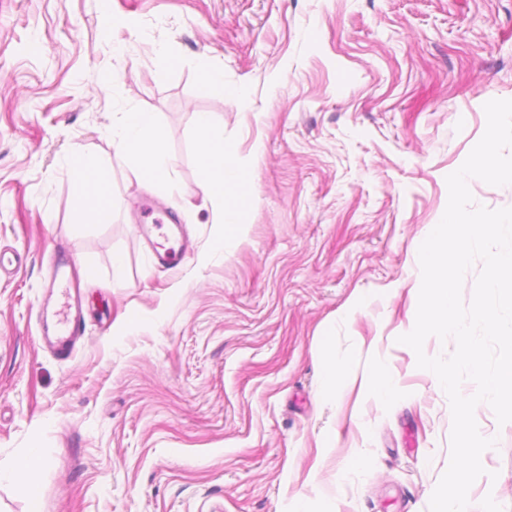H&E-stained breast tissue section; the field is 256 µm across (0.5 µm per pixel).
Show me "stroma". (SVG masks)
Masks as SVG:
<instances>
[{"mask_svg":"<svg viewBox=\"0 0 512 512\" xmlns=\"http://www.w3.org/2000/svg\"><path fill=\"white\" fill-rule=\"evenodd\" d=\"M204 66L244 97L200 96ZM492 99H512V0H0V463L42 450L35 507L428 512L452 416L398 338L415 253ZM125 107L156 114L179 193L115 153ZM198 112L253 177L222 251ZM76 149L111 166L110 222L75 209ZM153 210L181 227L176 267L151 262ZM57 250L86 298L65 360L40 340L43 308L68 312ZM379 359L391 398L324 393L332 362ZM475 418L497 444L469 503L512 512V422L484 402Z\"/></svg>","mask_w":512,"mask_h":512,"instance_id":"obj_1","label":"stroma"}]
</instances>
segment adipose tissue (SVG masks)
<instances>
[{
	"instance_id": "1",
	"label": "adipose tissue",
	"mask_w": 512,
	"mask_h": 512,
	"mask_svg": "<svg viewBox=\"0 0 512 512\" xmlns=\"http://www.w3.org/2000/svg\"><path fill=\"white\" fill-rule=\"evenodd\" d=\"M194 126L201 146V189L215 209V221L222 224V242L232 241L238 216L252 202V174L237 163L236 152L224 140V127L210 113H196ZM164 131L155 113L125 108L114 113L112 146L133 165L138 183L172 186L169 157L164 147ZM109 165L98 156L73 152L67 163L68 175L76 188V207L94 223L112 218ZM44 465L41 449L30 448L9 468L0 467V480L25 486L30 501L38 499L36 478Z\"/></svg>"
}]
</instances>
